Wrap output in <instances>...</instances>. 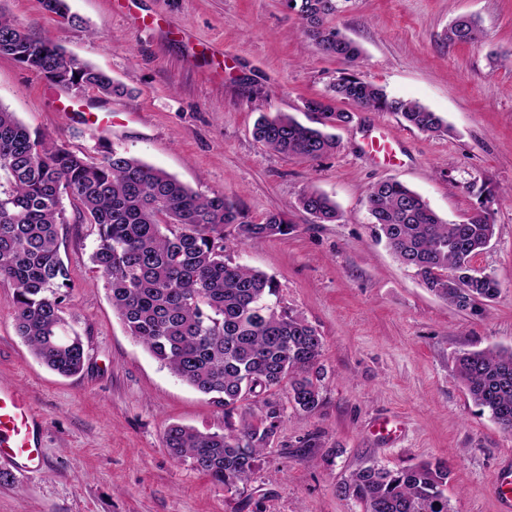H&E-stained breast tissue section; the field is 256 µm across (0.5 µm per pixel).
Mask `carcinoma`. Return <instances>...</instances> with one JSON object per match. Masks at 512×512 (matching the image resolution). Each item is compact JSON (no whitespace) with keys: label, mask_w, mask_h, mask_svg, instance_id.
I'll return each instance as SVG.
<instances>
[{"label":"carcinoma","mask_w":512,"mask_h":512,"mask_svg":"<svg viewBox=\"0 0 512 512\" xmlns=\"http://www.w3.org/2000/svg\"><path fill=\"white\" fill-rule=\"evenodd\" d=\"M336 2L284 0V5L296 13L317 52L353 66L361 48L327 25ZM44 5L61 20L73 21L66 0H44ZM483 37L471 16L454 19L445 32L450 43L475 44ZM0 55L58 86L73 84L111 97L126 93L108 72L32 37L3 13ZM331 92L360 109L393 112L422 132L449 133L437 113L353 74L340 76ZM303 109L316 115L317 126L277 112L256 120L253 138L273 152L310 162L334 152L339 143L327 129L349 122L351 113L321 99L305 101ZM65 199L82 223L96 229L90 263L105 279L112 309L129 334L223 410L224 420L259 392L282 385L288 386L289 401L307 413L316 411L321 394L314 368L321 336L279 305L271 278L225 255L226 224L236 225L242 243L286 236L293 225L279 214L254 224L224 194L202 195L115 149L101 160L72 151L30 131L0 105V282L14 289L17 334L40 363L73 376L87 360L82 337L65 333L64 308L72 288L58 246ZM298 206L318 223L339 218L336 203L316 190L303 192ZM366 207L377 240L385 241L435 296L460 311L497 298V279L472 265L495 235L486 207L464 223H448L415 191L392 179L370 186ZM456 376L476 405L512 434V349L465 352L457 358ZM280 422V409L270 405L259 423L239 429L228 423L222 433L170 425L164 443L176 460L190 461L231 492L249 480ZM447 489L448 465L437 460L398 469L371 463L352 471L338 492L362 503L364 512H451Z\"/></svg>","instance_id":"1"}]
</instances>
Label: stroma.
<instances>
[{"instance_id": "stroma-1", "label": "stroma", "mask_w": 512, "mask_h": 512, "mask_svg": "<svg viewBox=\"0 0 512 512\" xmlns=\"http://www.w3.org/2000/svg\"><path fill=\"white\" fill-rule=\"evenodd\" d=\"M73 22L43 0H0V12L32 36L63 47L125 85V95L80 96L83 111L112 130L58 112L66 89L0 55V105L29 129L102 159L117 149L193 190L215 192L253 223L284 214L285 237L238 244L229 255L271 276L282 306L322 337V404L289 406L286 389L250 399L233 424L285 406L283 423L238 490L173 459L167 426L224 429L221 409L152 357L112 309L89 256L95 232L75 210L59 228L73 286L67 331L82 336L83 371L62 377L17 335L13 290L0 282V383L23 387L44 420L43 468L18 478L0 460V512H363L338 495L349 473L375 461L399 468L448 463L452 512H499L495 467L512 461V436L482 412L455 375L465 352L512 349V0H338L331 26L354 40V72L391 96L438 112L450 134L407 126L390 112L357 110L339 127L336 152L308 162L257 143L261 114L302 123L307 99L326 94L346 64L317 53L283 0H68ZM460 15L479 18L475 45L443 34ZM402 138L396 158L368 151L369 126ZM394 179L441 218L467 220L490 190L496 234L474 266L501 284L498 297L461 312L434 296L372 232L368 187ZM313 188L335 201L339 219L317 224L297 206ZM396 421V441L375 431Z\"/></svg>"}]
</instances>
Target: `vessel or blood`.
I'll return each mask as SVG.
<instances>
[{
  "instance_id": "1",
  "label": "vessel or blood",
  "mask_w": 512,
  "mask_h": 512,
  "mask_svg": "<svg viewBox=\"0 0 512 512\" xmlns=\"http://www.w3.org/2000/svg\"><path fill=\"white\" fill-rule=\"evenodd\" d=\"M0 457L15 464L19 476L42 470L41 421L20 389L0 384ZM501 512H512V464L503 463L493 477Z\"/></svg>"
}]
</instances>
